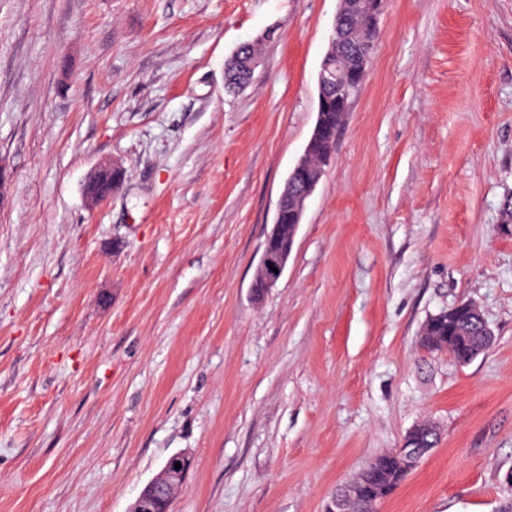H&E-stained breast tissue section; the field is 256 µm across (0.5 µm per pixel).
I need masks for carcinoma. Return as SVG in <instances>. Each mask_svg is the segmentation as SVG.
<instances>
[{
    "label": "carcinoma",
    "instance_id": "carcinoma-1",
    "mask_svg": "<svg viewBox=\"0 0 512 512\" xmlns=\"http://www.w3.org/2000/svg\"><path fill=\"white\" fill-rule=\"evenodd\" d=\"M336 36L330 39L328 54L357 53L368 61L376 33V22L367 14L351 7L336 16ZM257 49L252 44L242 46L228 61L225 82L231 89H239L251 77V65L256 59ZM318 97L326 103L317 113L321 133L315 137L304 163L305 174L312 178L319 174L332 158L336 132L342 125L345 113L336 107V90L324 89ZM466 311L450 315L444 310L429 318L421 332V344L430 351H447L457 359L466 357L467 352L481 347L483 338L478 321L480 310L471 302H463ZM416 440L426 448H433L438 434L421 422L414 426ZM411 472L403 455L394 451L377 457L363 473L355 499L358 512H374V506L390 496Z\"/></svg>",
    "mask_w": 512,
    "mask_h": 512
}]
</instances>
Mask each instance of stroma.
Listing matches in <instances>:
<instances>
[{"instance_id": "1", "label": "stroma", "mask_w": 512, "mask_h": 512, "mask_svg": "<svg viewBox=\"0 0 512 512\" xmlns=\"http://www.w3.org/2000/svg\"><path fill=\"white\" fill-rule=\"evenodd\" d=\"M339 7L0 0V512H128L178 452L171 512H325L426 420L377 512L512 505V0H387L253 295ZM104 163L126 178L88 203ZM460 301L494 334L466 365L420 344ZM257 49L253 44H245L228 61L225 82L228 88L240 89L251 77V65L256 59ZM316 185H317V181H314V182L308 181V182H306L304 184V186H303L304 195H303V198H302L300 211L296 212L295 216H294L296 224H301L302 223L306 200L312 194V192H313V190H314ZM296 224L290 223V222H288L286 220L283 221V224H280V226H279V228H278V230L276 232L277 236H280L283 241H290V240H292L293 238H295L297 230H298V227H297ZM293 246L294 242L288 243L286 247H279L274 244L272 247H268V244L265 245L258 266V276L265 289L274 288L283 276ZM268 262H271L273 267L277 268L278 273L270 269Z\"/></svg>"}]
</instances>
